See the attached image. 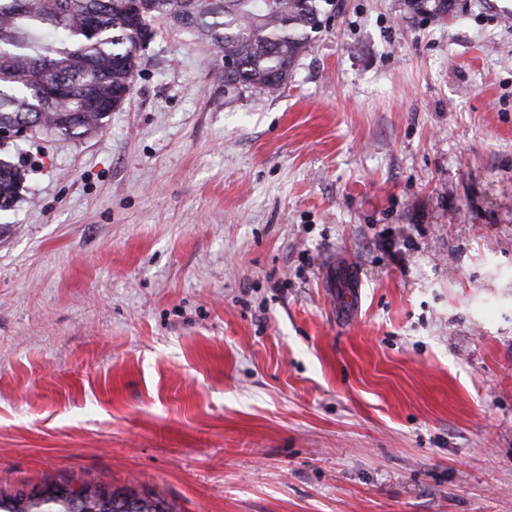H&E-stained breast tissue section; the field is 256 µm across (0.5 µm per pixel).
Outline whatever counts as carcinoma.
<instances>
[{
    "label": "carcinoma",
    "instance_id": "cac0c4a2",
    "mask_svg": "<svg viewBox=\"0 0 512 512\" xmlns=\"http://www.w3.org/2000/svg\"><path fill=\"white\" fill-rule=\"evenodd\" d=\"M136 0H0V128L28 118L30 136L79 139L103 130L105 119L130 97L138 71L142 29L152 22L211 40L234 61L216 70L224 92L272 94L288 84L295 62L311 48L336 0H151L137 17ZM440 21L451 0H408ZM89 88L96 106L65 87ZM17 141L0 136V212L9 210L25 170L14 161ZM0 512H176L154 492L50 482L30 494L0 491Z\"/></svg>",
    "mask_w": 512,
    "mask_h": 512
}]
</instances>
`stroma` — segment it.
Masks as SVG:
<instances>
[{"mask_svg": "<svg viewBox=\"0 0 512 512\" xmlns=\"http://www.w3.org/2000/svg\"><path fill=\"white\" fill-rule=\"evenodd\" d=\"M215 58L158 24L101 132L19 143L0 490L512 512V0H336L271 96Z\"/></svg>", "mask_w": 512, "mask_h": 512, "instance_id": "1", "label": "stroma"}]
</instances>
